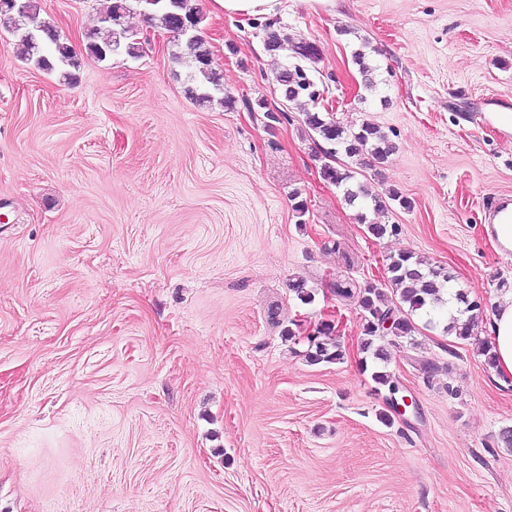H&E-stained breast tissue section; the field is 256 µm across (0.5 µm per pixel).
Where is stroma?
<instances>
[{"label": "stroma", "mask_w": 512, "mask_h": 512, "mask_svg": "<svg viewBox=\"0 0 512 512\" xmlns=\"http://www.w3.org/2000/svg\"><path fill=\"white\" fill-rule=\"evenodd\" d=\"M39 3L80 45L109 0ZM192 4L234 108L188 97L161 29L144 56L85 59L68 84L0 38V512H512L496 443L512 391L481 353L487 320L461 340L421 314L387 344L416 406L387 424L362 312L337 293L412 252L469 298L512 296V252L485 229L490 201L512 197L496 120L512 113V0H282L277 29L320 50L316 111L395 146L358 177L412 203L369 212L400 225L383 239L324 179L301 115L256 108L279 104L290 51H267L257 19ZM297 276L312 303L289 291ZM323 322L344 358L313 365L283 332Z\"/></svg>", "instance_id": "35a3bbf8"}]
</instances>
